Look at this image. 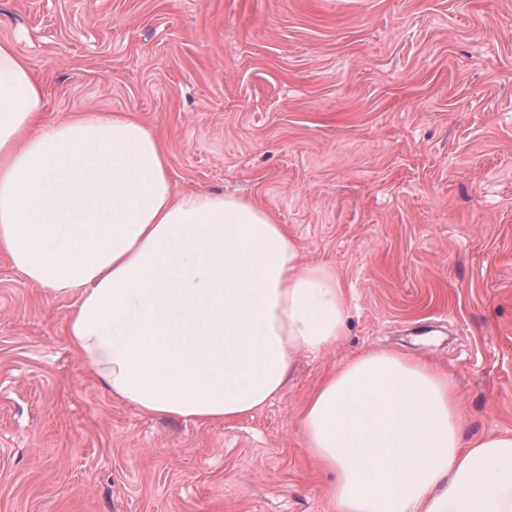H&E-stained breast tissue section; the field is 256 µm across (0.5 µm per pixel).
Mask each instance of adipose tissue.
<instances>
[{
	"label": "adipose tissue",
	"instance_id": "1",
	"mask_svg": "<svg viewBox=\"0 0 512 512\" xmlns=\"http://www.w3.org/2000/svg\"><path fill=\"white\" fill-rule=\"evenodd\" d=\"M29 57L0 40V253L77 293L66 334L113 397L198 423L283 392L298 354L346 333L335 267L308 262L250 199L177 193L161 140L125 112L43 119ZM336 512H512V434L462 438L455 387L405 355L360 353L300 418Z\"/></svg>",
	"mask_w": 512,
	"mask_h": 512
}]
</instances>
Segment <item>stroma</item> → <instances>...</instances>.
I'll return each mask as SVG.
<instances>
[{"label": "stroma", "mask_w": 512, "mask_h": 512, "mask_svg": "<svg viewBox=\"0 0 512 512\" xmlns=\"http://www.w3.org/2000/svg\"><path fill=\"white\" fill-rule=\"evenodd\" d=\"M0 39L46 122L134 113L176 191L269 208L351 301L281 395L196 424L112 398L75 296L0 255V512H335L299 419L377 349L447 372L464 437L512 434V0H0Z\"/></svg>", "instance_id": "obj_1"}]
</instances>
